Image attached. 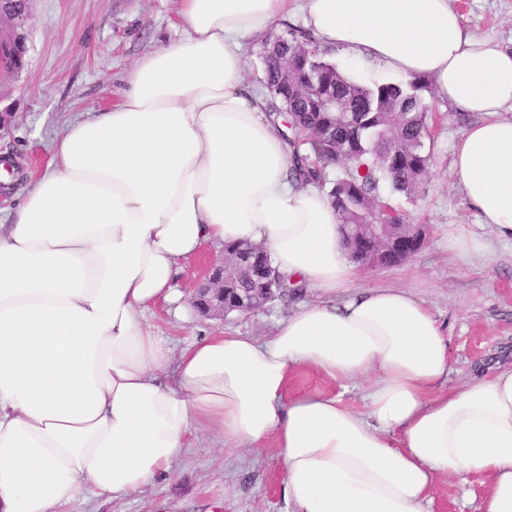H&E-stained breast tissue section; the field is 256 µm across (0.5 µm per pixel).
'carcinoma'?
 I'll use <instances>...</instances> for the list:
<instances>
[{"instance_id": "cac0c4a2", "label": "carcinoma", "mask_w": 512, "mask_h": 512, "mask_svg": "<svg viewBox=\"0 0 512 512\" xmlns=\"http://www.w3.org/2000/svg\"><path fill=\"white\" fill-rule=\"evenodd\" d=\"M259 55L271 108L288 117L289 179L328 188L356 262L366 263L373 254L382 265L396 264L393 252L353 228L409 223L394 197L418 196L428 172L431 155L424 140L434 120L429 80L356 81L302 29L268 37ZM330 164L340 169L332 181L325 173ZM244 248L249 258L245 271L224 287L239 289L256 309L267 304L265 288L279 289L281 298L294 293L261 247L226 245L224 255Z\"/></svg>"}]
</instances>
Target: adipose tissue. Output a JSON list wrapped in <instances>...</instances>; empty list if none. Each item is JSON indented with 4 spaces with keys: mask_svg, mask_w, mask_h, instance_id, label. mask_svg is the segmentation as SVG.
I'll list each match as a JSON object with an SVG mask.
<instances>
[{
    "mask_svg": "<svg viewBox=\"0 0 512 512\" xmlns=\"http://www.w3.org/2000/svg\"><path fill=\"white\" fill-rule=\"evenodd\" d=\"M295 2L180 0L182 35L135 61L112 107L66 124L0 225V512L153 486L202 428L274 447L291 512H431L451 474L488 478L476 512H512V364L453 383L445 323L404 288L361 287L327 194L288 180L293 150L246 80V42ZM303 25L478 114L451 176L512 241V49L451 0H307ZM243 240L318 300L269 335L173 353L146 311H179L183 262ZM298 368L364 386L363 410L287 397Z\"/></svg>",
    "mask_w": 512,
    "mask_h": 512,
    "instance_id": "obj_1",
    "label": "adipose tissue"
}]
</instances>
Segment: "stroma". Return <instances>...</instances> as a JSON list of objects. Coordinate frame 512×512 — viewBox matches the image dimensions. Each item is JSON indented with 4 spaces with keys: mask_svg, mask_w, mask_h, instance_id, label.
Returning <instances> with one entry per match:
<instances>
[{
    "mask_svg": "<svg viewBox=\"0 0 512 512\" xmlns=\"http://www.w3.org/2000/svg\"><path fill=\"white\" fill-rule=\"evenodd\" d=\"M471 30L512 45V0H452ZM179 0H32L26 23L28 54L22 69L0 70V160L11 168L0 181V224L39 177L54 139L75 115L111 105L126 70L142 54L178 38ZM430 128L431 163L415 201L400 200L424 236L422 249L395 266H363L364 285L410 289L445 322L450 335L453 382L490 373L512 363V242L499 241L490 226L478 224L466 194L450 175L453 146L465 128L458 112L435 101ZM470 225L488 249L462 257L449 251L448 232ZM298 305L276 300L264 310L209 319L189 311L185 321L152 307L150 324L173 348L211 334L264 336ZM292 396L323 394L354 410L364 391L310 370L288 379ZM191 448L165 478L122 498L81 491L61 512H288L281 492L282 466L274 448L249 454L227 450L207 430L196 432ZM487 478H440L433 512H462L464 500H480Z\"/></svg>",
    "mask_w": 512,
    "mask_h": 512,
    "instance_id": "stroma-1",
    "label": "stroma"
}]
</instances>
